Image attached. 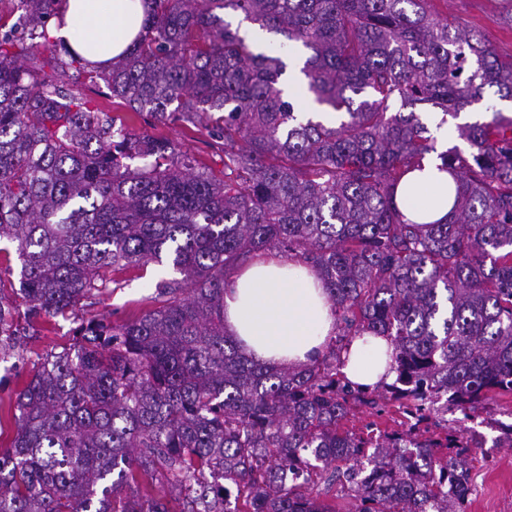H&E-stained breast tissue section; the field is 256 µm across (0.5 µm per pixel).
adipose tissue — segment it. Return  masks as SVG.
Masks as SVG:
<instances>
[{"instance_id": "1", "label": "adipose tissue", "mask_w": 512, "mask_h": 512, "mask_svg": "<svg viewBox=\"0 0 512 512\" xmlns=\"http://www.w3.org/2000/svg\"><path fill=\"white\" fill-rule=\"evenodd\" d=\"M146 0H65L57 41L89 62L117 58L138 35ZM436 159L403 178L395 191L398 209L418 223L446 221L453 201L449 175ZM224 329L249 357L299 367L325 347L336 331V313L316 270L273 252L260 253L224 286ZM393 347L382 336L354 338L340 353L346 381L370 391L391 382Z\"/></svg>"}]
</instances>
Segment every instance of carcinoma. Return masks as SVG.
<instances>
[{"label": "carcinoma", "mask_w": 512, "mask_h": 512, "mask_svg": "<svg viewBox=\"0 0 512 512\" xmlns=\"http://www.w3.org/2000/svg\"><path fill=\"white\" fill-rule=\"evenodd\" d=\"M62 2L19 0L51 51ZM430 2L147 0L110 69L57 58L104 83L127 109L113 116L27 64L0 14V253L21 263L28 314L65 317L152 262L182 275L138 318L82 321L34 369L9 404L0 512H335L319 488L355 512H466L480 434L420 425L460 411L512 447L488 408L512 394V116L489 102H512V63ZM228 9L284 37L279 50ZM291 52L313 112L289 100ZM478 107L491 119L458 127L468 150L437 151L429 117L440 129ZM145 112L224 142V171L134 131ZM430 154L455 180L452 216L405 222L395 188ZM272 250L315 268L336 311L337 340L300 368L256 362L224 331L226 273ZM364 334L394 347L395 379L370 392L340 373ZM381 401L402 429H341Z\"/></svg>", "instance_id": "carcinoma-1"}]
</instances>
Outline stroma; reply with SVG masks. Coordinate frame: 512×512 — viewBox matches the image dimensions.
Instances as JSON below:
<instances>
[{
  "label": "stroma",
  "mask_w": 512,
  "mask_h": 512,
  "mask_svg": "<svg viewBox=\"0 0 512 512\" xmlns=\"http://www.w3.org/2000/svg\"><path fill=\"white\" fill-rule=\"evenodd\" d=\"M503 0H433L434 12L447 15L450 22L475 30L485 36L502 61L512 60V23L501 13ZM137 131L168 137L178 151L206 163L214 172L224 169V153L204 133L175 122L155 125L144 115L134 124ZM171 265L155 263L117 275L114 282L92 296L82 299L67 317L48 319L31 317L20 296H13L12 325L0 339V448L9 446L15 426L8 404L22 389L43 358L70 344L76 327L91 316L119 324L152 309V296L159 281L177 278ZM402 417L395 406L376 411L366 406L353 408L342 420L344 429L356 434L398 429ZM483 445L470 456L472 495L467 512H512V447L499 444L498 430L476 427Z\"/></svg>",
  "instance_id": "1"
}]
</instances>
